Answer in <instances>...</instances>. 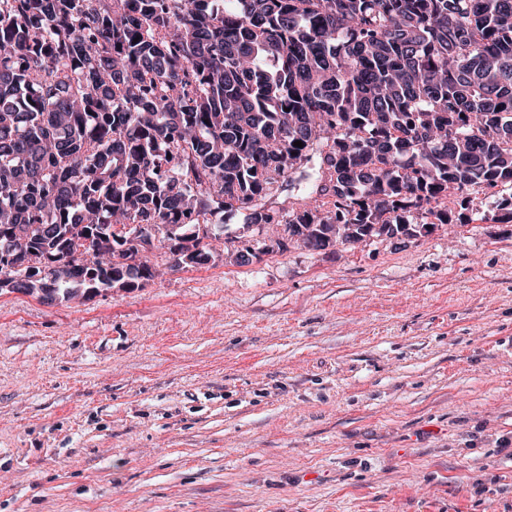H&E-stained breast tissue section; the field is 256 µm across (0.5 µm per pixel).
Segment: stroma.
Returning a JSON list of instances; mask_svg holds the SVG:
<instances>
[{"label":"stroma","mask_w":512,"mask_h":512,"mask_svg":"<svg viewBox=\"0 0 512 512\" xmlns=\"http://www.w3.org/2000/svg\"><path fill=\"white\" fill-rule=\"evenodd\" d=\"M0 294V512H512V222ZM250 249L249 264L234 253Z\"/></svg>","instance_id":"stroma-1"}]
</instances>
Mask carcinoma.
I'll list each match as a JSON object with an SVG mask.
<instances>
[{
  "mask_svg": "<svg viewBox=\"0 0 512 512\" xmlns=\"http://www.w3.org/2000/svg\"><path fill=\"white\" fill-rule=\"evenodd\" d=\"M132 2L0 0V293L135 288L124 245L196 263L226 213L322 250L500 185L512 221V0ZM302 172L329 200L270 206ZM161 240V234L160 232H155L151 236H145L142 239H138L134 241V245L138 249V254L135 259H120V261L124 262L125 264L134 265L138 263V257L141 256L144 253V256L147 257V259L151 260V263H159L160 265L163 263H166L165 258L168 256L163 255V251L165 250H155L151 252L156 246H158ZM150 252V253H149ZM162 256V257H161ZM163 259V261H162Z\"/></svg>",
  "mask_w": 512,
  "mask_h": 512,
  "instance_id": "obj_1",
  "label": "carcinoma"
}]
</instances>
